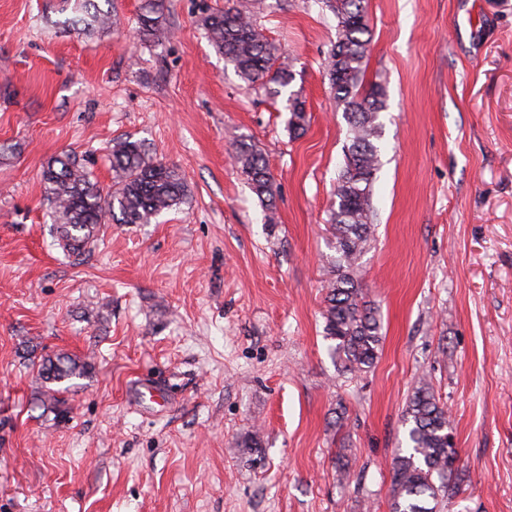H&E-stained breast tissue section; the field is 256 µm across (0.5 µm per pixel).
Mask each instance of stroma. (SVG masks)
Wrapping results in <instances>:
<instances>
[{"label": "stroma", "mask_w": 512, "mask_h": 512, "mask_svg": "<svg viewBox=\"0 0 512 512\" xmlns=\"http://www.w3.org/2000/svg\"><path fill=\"white\" fill-rule=\"evenodd\" d=\"M76 2L0 0V512H391L422 375L466 473L440 512H512V0H367L385 108L356 269L384 340L362 374L336 366L322 317L349 135L331 11L252 0L305 101L296 135L286 95L208 41L227 0H168L147 42L143 0H112L94 34L59 26ZM125 138L179 170L186 203L65 255L43 167L69 151L110 188ZM242 141L274 177V223L235 165ZM59 355L89 365L60 411L39 372ZM143 382L166 406L138 399Z\"/></svg>", "instance_id": "stroma-1"}]
</instances>
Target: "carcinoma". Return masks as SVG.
<instances>
[{
	"instance_id": "carcinoma-1",
	"label": "carcinoma",
	"mask_w": 512,
	"mask_h": 512,
	"mask_svg": "<svg viewBox=\"0 0 512 512\" xmlns=\"http://www.w3.org/2000/svg\"><path fill=\"white\" fill-rule=\"evenodd\" d=\"M102 8L97 0H83L81 9L64 20L67 27L83 31L112 28V0ZM336 17L335 49L329 55V79L349 125L345 152L334 192L330 221L336 240V265L327 285L323 318L326 338L340 368L365 373L375 363L382 344L378 308L355 273L356 262L375 231L373 187L381 166L379 113L384 110V90L364 82V60L369 38L365 0H329ZM165 0H145L137 18L140 32L155 37L164 20ZM207 38L248 84L274 85L275 94L290 85L293 73L269 42L263 29L249 16L246 0L204 18ZM288 129L305 130L308 122L300 93L288 96ZM237 168L268 211L274 223L273 180L262 153L250 143L235 149ZM112 189L103 191L74 153L53 158L42 170L41 180L51 205L53 231L59 245L78 257L95 240L97 226L150 224L161 214L185 202L187 189L179 171L149 156L143 145L128 138L112 146ZM86 365L68 356L48 358L41 376L62 382L81 376ZM403 420L409 448L392 460L391 512H437L439 504L454 495L458 472L448 409L436 397L429 379H418L409 395Z\"/></svg>"
}]
</instances>
